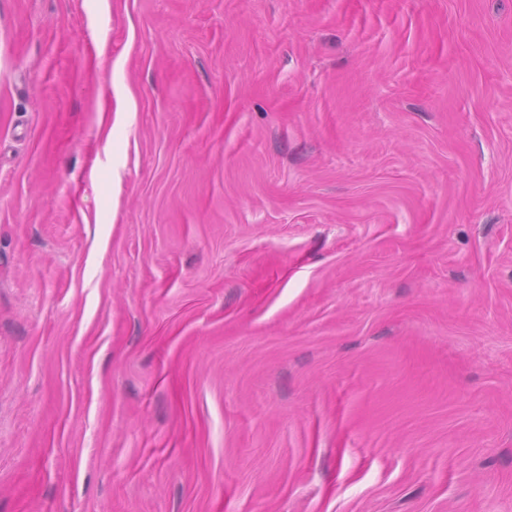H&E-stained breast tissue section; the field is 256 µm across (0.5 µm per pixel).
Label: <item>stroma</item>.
<instances>
[{
	"label": "stroma",
	"mask_w": 512,
	"mask_h": 512,
	"mask_svg": "<svg viewBox=\"0 0 512 512\" xmlns=\"http://www.w3.org/2000/svg\"><path fill=\"white\" fill-rule=\"evenodd\" d=\"M0 512H512V0H0Z\"/></svg>",
	"instance_id": "35a3bbf8"
}]
</instances>
